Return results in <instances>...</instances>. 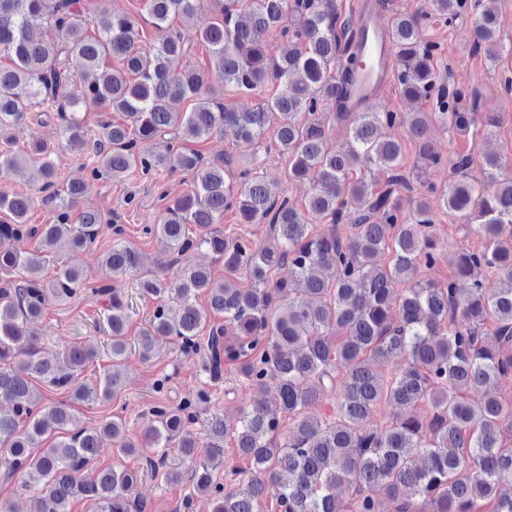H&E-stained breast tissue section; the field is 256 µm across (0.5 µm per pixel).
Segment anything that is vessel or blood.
I'll use <instances>...</instances> for the list:
<instances>
[{
    "label": "vessel or blood",
    "instance_id": "b4317fda",
    "mask_svg": "<svg viewBox=\"0 0 512 512\" xmlns=\"http://www.w3.org/2000/svg\"><path fill=\"white\" fill-rule=\"evenodd\" d=\"M356 22L363 35L357 42L362 58L360 74L353 87V98L360 106H370L391 84L396 66L388 27L370 9V0H358Z\"/></svg>",
    "mask_w": 512,
    "mask_h": 512
}]
</instances>
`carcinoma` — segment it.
<instances>
[{
    "label": "carcinoma",
    "instance_id": "1",
    "mask_svg": "<svg viewBox=\"0 0 512 512\" xmlns=\"http://www.w3.org/2000/svg\"><path fill=\"white\" fill-rule=\"evenodd\" d=\"M108 2L98 0L106 21L93 37L79 0H0V56L7 60L0 63V141L12 142V130L31 108L50 102L66 146L92 155L96 179L121 181L135 170L161 168L193 173L192 188L171 200L159 223L143 228L180 265L176 280L142 274L139 254L122 239L124 229L112 226L105 263L115 277H135L142 295L160 300L135 336L140 354L151 358L158 336H173L194 352L207 328L201 375L220 379L228 361L240 363L251 386L269 376L279 380L278 410L257 403L231 424L216 416L202 435L193 429L194 408L208 402L207 391L199 388L177 406L159 402L147 431L157 459H146V466L164 464L166 449L177 444L190 467L169 477L189 483L184 512H191L197 494L210 497L213 512H262L270 495L282 512H381L385 501L393 512H512V448L504 443L512 401L496 392L478 403L468 397L512 379V236L503 237V226L512 224V176L502 174L496 155L482 157L475 178L472 156L445 159L434 149L429 133L435 124L459 135L480 127L489 135L498 121L476 112L472 94L444 84L434 67L436 46L421 36L423 19L451 23L468 14L475 47L486 45L488 58L497 61L512 44L496 39L497 20L484 0H428V10L392 18L394 79L405 97L424 104L400 115L354 106L350 88L359 56L352 51L353 21L340 20L336 0H145L161 32L150 48L130 17L109 12ZM176 16L198 20L193 35L170 28ZM271 34L285 42L277 56L268 50ZM196 42L208 48L205 68L187 63ZM275 82L281 92L253 111L224 105V86L259 95ZM176 99L193 101L191 110L175 111ZM325 101L349 129L346 151L329 147L318 118ZM90 104L121 113L125 122L89 128L82 111ZM274 113L279 122L271 128ZM394 127L418 145L416 177L444 164L456 174L446 190L426 183L410 215L399 190L414 188L403 165V137L388 133ZM226 129L242 141L269 137V149L288 158L289 176L311 186L304 210L274 192L253 167L233 179L226 159L207 160L193 148ZM166 135V152L138 149V142ZM21 165L39 174L41 202L55 219L30 224L33 198L0 193V211L11 215V223H0V468L4 478L19 473L25 485L40 490V512H67L77 496L92 501L96 512H144L132 498L140 470H88L105 438L125 455L140 453L122 418L86 427L65 404L39 408L30 401L32 380L69 387L98 356L73 344L58 363L37 357L32 325L48 304L81 291L101 304L112 365L98 385L75 389L74 399L87 403L121 389L129 315L118 290L95 284L74 266L45 278L46 263L93 244L105 219L83 210L71 222L84 182L59 185L48 146L0 154L1 170ZM360 167L386 172L385 188L362 177L350 180ZM436 203L461 220L464 235L482 241L480 249L456 255L453 276L442 283L417 278L419 268L442 261L433 233ZM229 209L242 224H269L272 240L229 241L209 230ZM313 220L328 221L329 229L313 233ZM344 223L353 229L345 238L337 232ZM28 241L35 250L25 248ZM385 253L391 259L382 264ZM201 254L224 260L229 273L246 269L252 285L215 279L196 259ZM285 266L289 277L273 280ZM478 267L492 276L472 278ZM202 294L207 310L196 302ZM209 311L224 315L232 338L224 339L221 326L206 327ZM334 330L336 342L329 340ZM374 361L395 363L393 375L382 380ZM332 392L336 405L329 415L308 412ZM383 400L400 409L427 401L431 417L423 422L394 414L382 427H367ZM281 413L291 423L285 433ZM227 437L250 463L240 489L226 490L212 475ZM47 439L51 443L40 447ZM340 485L350 492L346 501L336 495Z\"/></svg>",
    "mask_w": 512,
    "mask_h": 512
}]
</instances>
